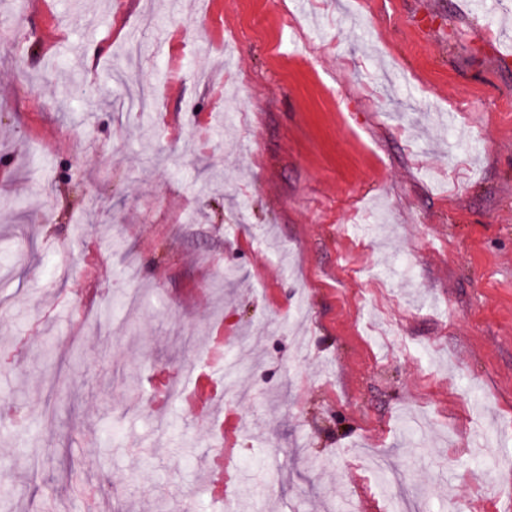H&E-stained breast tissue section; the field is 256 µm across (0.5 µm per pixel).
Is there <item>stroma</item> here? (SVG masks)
Instances as JSON below:
<instances>
[{"instance_id": "stroma-1", "label": "stroma", "mask_w": 512, "mask_h": 512, "mask_svg": "<svg viewBox=\"0 0 512 512\" xmlns=\"http://www.w3.org/2000/svg\"><path fill=\"white\" fill-rule=\"evenodd\" d=\"M510 14L0 0L9 512H512Z\"/></svg>"}]
</instances>
